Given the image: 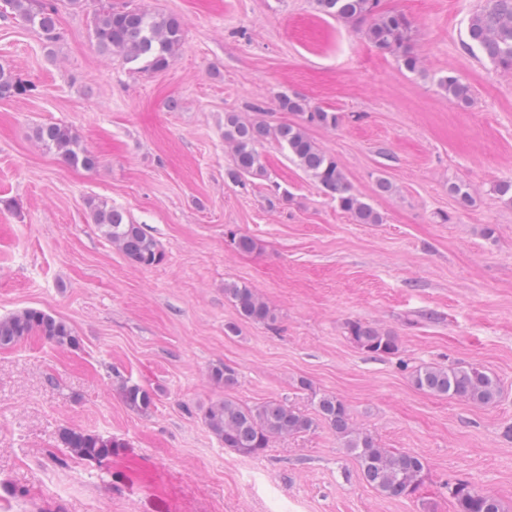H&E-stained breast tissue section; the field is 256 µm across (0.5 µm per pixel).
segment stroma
Listing matches in <instances>:
<instances>
[{"label":"stroma","mask_w":512,"mask_h":512,"mask_svg":"<svg viewBox=\"0 0 512 512\" xmlns=\"http://www.w3.org/2000/svg\"><path fill=\"white\" fill-rule=\"evenodd\" d=\"M110 1L183 20L168 69L98 51L103 0L59 4L50 45L0 15V67L29 88L0 100V317L39 309L80 339L0 349V512H455L447 486L460 479L512 512V207L493 194L512 181V74L464 47L484 0H379L412 22L414 72L315 0ZM450 74L468 106L439 89ZM283 94L338 115L307 132L381 223H356L269 139L266 176L228 179L225 113L298 122ZM50 123L71 126L97 168L42 146L34 129ZM381 177L392 192L378 193ZM458 181L464 208L448 192ZM94 202L142 225L163 261L132 264L93 223ZM232 231L254 249L235 251ZM228 282L254 288L275 323L241 319ZM350 320L394 333L398 352H363ZM219 362L236 369L233 389L210 379ZM461 363L498 378L495 404L412 383L420 365ZM124 381L156 390L148 412L123 404ZM321 394L382 447L423 457L416 495L370 488L326 426L251 457L204 421L227 396L309 413ZM67 428L124 445L105 464L81 460Z\"/></svg>","instance_id":"obj_1"}]
</instances>
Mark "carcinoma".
Here are the masks:
<instances>
[{"mask_svg": "<svg viewBox=\"0 0 512 512\" xmlns=\"http://www.w3.org/2000/svg\"><path fill=\"white\" fill-rule=\"evenodd\" d=\"M320 12L348 22L372 18L366 30L368 40L377 49L397 55L410 71L417 68L418 57L410 49V21L401 13L378 11L379 0H316ZM0 9L20 17L40 31L46 40L58 38L57 8L44 0H0ZM92 38L101 52H118L128 62L140 64L144 71L161 72L171 65L183 40V23L174 15L148 13L131 5L114 8L107 4L93 16ZM468 50H478L496 68L512 72V0H486L470 19ZM448 98L459 105L471 102L469 86L449 75L440 82ZM28 86L10 71L0 68V99L24 95ZM280 108L300 114L302 122L269 125L247 121L237 112L224 113V141L231 146L229 176L240 181L247 176H267L258 146L271 138L288 148L303 171L312 177L339 207L359 224H378L380 214L352 192L336 159L324 153L308 136L306 126L334 127L339 117L323 109L309 111L295 97L283 95ZM34 136L46 149L56 151L65 162L92 170L97 158L84 152L72 128L66 124L42 125ZM92 218L103 235L132 263L149 267L162 261L156 241L143 227L125 218L122 211L104 203L91 206ZM224 297L240 316L248 321L270 325L276 320L274 310L251 287L237 282L224 284ZM349 338L363 351L375 356L393 355L398 338L374 324L361 320L345 323ZM32 336H40L60 346L74 348L78 338L64 321L37 309H25L0 318V347H9ZM210 378L230 389L238 384L235 368L218 364ZM414 385L429 394L460 398L473 405L493 404L500 394V383L478 364L455 366L425 365L413 373ZM125 404L145 413L154 405L156 393L137 383L121 387ZM310 415L283 400H269L248 406L231 398L213 403L205 415L206 423L217 439L242 455L257 456L271 443L284 437L306 433L322 422L336 432L343 448L355 459L362 480L380 495L402 498L415 493L424 482L423 458L409 451L383 448L370 433L356 427L348 408L334 395L314 399ZM63 444L87 461L102 463L112 457V449L123 443L84 431L66 430ZM456 512H504L501 502L481 493L469 484L458 482L450 488Z\"/></svg>", "mask_w": 512, "mask_h": 512, "instance_id": "obj_1", "label": "carcinoma"}]
</instances>
